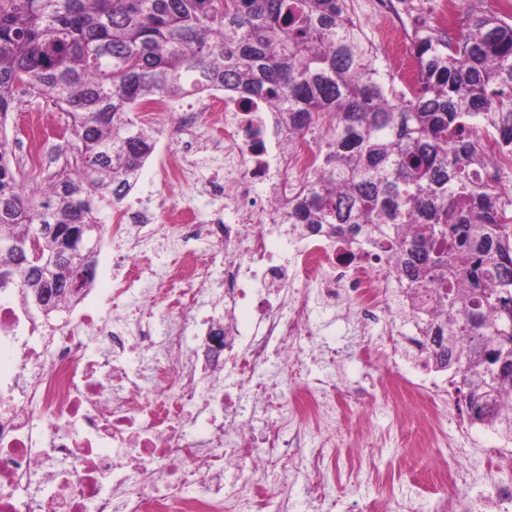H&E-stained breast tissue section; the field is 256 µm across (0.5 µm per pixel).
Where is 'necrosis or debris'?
Wrapping results in <instances>:
<instances>
[{
    "label": "necrosis or debris",
    "mask_w": 512,
    "mask_h": 512,
    "mask_svg": "<svg viewBox=\"0 0 512 512\" xmlns=\"http://www.w3.org/2000/svg\"><path fill=\"white\" fill-rule=\"evenodd\" d=\"M392 23L385 44L405 42L410 18L427 10L440 27L454 24L446 0H380ZM146 111L173 128L198 114L224 112V177L202 183L203 194L231 214L203 222L182 215L155 228L165 199L123 214L139 233L112 248L108 302L54 327L19 312L13 291L0 288V512H251L263 489L229 497L244 466L276 472L304 466L314 512H336L324 479L335 446L313 437L310 418L337 401L366 416L369 393L310 376L298 351L317 334L318 301L342 299L364 322L386 329L392 348L382 363V392L392 407L423 417L403 443L429 452L442 439L448 383L426 366L428 317L410 308L412 286L387 273L385 255L368 242L347 245L288 222V203L321 167L309 135L288 142L274 127L267 100L243 101L223 90L185 103L164 98ZM284 239L290 263L269 251ZM211 241V257L173 269L135 254ZM223 277L214 281L213 267ZM217 284L222 312L200 314L202 287ZM256 299L254 328L240 327L236 309ZM161 305L167 328L155 335L149 309ZM224 332V346L198 345L200 331ZM235 377L212 382L214 372Z\"/></svg>",
    "instance_id": "4bbe7bcc"
}]
</instances>
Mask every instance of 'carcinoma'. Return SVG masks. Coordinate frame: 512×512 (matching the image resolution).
<instances>
[{
  "mask_svg": "<svg viewBox=\"0 0 512 512\" xmlns=\"http://www.w3.org/2000/svg\"><path fill=\"white\" fill-rule=\"evenodd\" d=\"M417 80L396 91L348 0H0V117L20 83L71 118L70 158L45 192L23 190L0 142V238L27 248L43 224L104 225L155 148L143 104L220 88L277 109L288 141L325 127L322 167L288 223L386 255L438 337L465 414L512 439V190L485 182L489 149L512 154V23L472 16L453 40L415 32ZM49 265L0 251V287L46 316L75 303L94 254L43 241Z\"/></svg>",
  "mask_w": 512,
  "mask_h": 512,
  "instance_id": "carcinoma-1",
  "label": "carcinoma"
}]
</instances>
